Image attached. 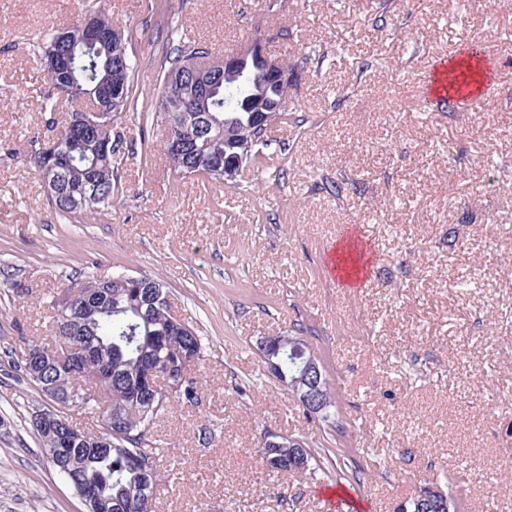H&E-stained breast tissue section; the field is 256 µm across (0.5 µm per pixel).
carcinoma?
<instances>
[{
    "mask_svg": "<svg viewBox=\"0 0 512 512\" xmlns=\"http://www.w3.org/2000/svg\"><path fill=\"white\" fill-rule=\"evenodd\" d=\"M79 23L69 26V48L72 49L74 66L71 80L45 72L47 93L42 110L47 131L55 132L61 148L71 159L67 172L54 179L55 190L47 191L52 209L61 215L77 216L98 214L112 207V200L120 191L119 168L114 154L120 152L122 137L114 133V123L122 113L130 109L132 87L123 90L122 102L117 109L110 107L103 115L93 118V126L78 137L70 126L54 130V114L57 101L63 98L65 87L75 82L82 93H75L66 100H84L92 107L95 98L91 91L100 82L112 80V60L118 47H83L77 43ZM206 45L177 30L171 31L165 53L160 60L162 77L180 73V66L191 57H206ZM211 94L198 103V114L203 117L211 134L219 136L223 156L245 155L244 166L255 167L264 163L266 150L270 148L268 131L271 125L264 116L274 114L273 123L288 121L297 126L301 120L293 116L297 108L293 101L282 105L284 89L278 83L264 78L260 67L253 65L247 72L215 74L211 78ZM476 81L475 74L459 68L449 75L448 94L443 104L448 110L467 97L465 90ZM163 90L157 91L155 102L147 111L152 120L165 128L177 129L186 121V113L180 111L174 100L162 101ZM232 134L224 138V130ZM42 133L37 131L28 138L30 151L27 160L44 186H49L41 176V156L37 153ZM103 141L112 144V154L99 153ZM170 170L178 176H204L222 182L224 178L214 172L211 148L201 141L197 147L183 154L166 155ZM321 189L341 196L344 191H356V180L346 175L336 180H325ZM86 282L97 285L94 298L98 306L91 308L78 322L68 319L66 307L69 289L54 297V343H38L27 340L20 350L8 351L13 365L23 369L22 356L35 355L44 361L36 370L37 376L26 372L16 375L18 381L34 384L40 392L53 398L51 389L70 392L66 405L54 408L55 418L62 428L76 440L71 452L57 453L58 445L44 432H38L46 457L57 473L66 481L76 477L80 485L93 491V500L87 512H152L153 501L163 476L160 471L162 449L153 438L155 419L161 414L170 398L182 404L199 405L202 384L192 372L194 363L203 357L204 344L201 336L191 326L179 322L170 310L165 284L151 279L154 287L141 288L127 279V274L112 277L87 276ZM77 347L101 362L97 372L85 376L84 384L74 385L68 375L53 366L55 357L64 347ZM185 361L187 375L185 391L168 396L142 383V377L150 364ZM280 365L276 379L288 390L295 391L293 381L299 376L303 360L291 355V347L281 349L272 357ZM328 405L317 415L325 423H336V401L329 383L323 384ZM77 410L97 423V429L89 431L72 423L70 412ZM258 452L266 467L274 473H299L298 464L292 462L288 448H259Z\"/></svg>",
    "mask_w": 512,
    "mask_h": 512,
    "instance_id": "obj_1",
    "label": "carcinoma"
}]
</instances>
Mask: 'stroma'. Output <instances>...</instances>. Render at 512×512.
Returning a JSON list of instances; mask_svg holds the SVG:
<instances>
[{
	"label": "stroma",
	"instance_id": "1",
	"mask_svg": "<svg viewBox=\"0 0 512 512\" xmlns=\"http://www.w3.org/2000/svg\"><path fill=\"white\" fill-rule=\"evenodd\" d=\"M377 3L0 0V363L50 338L51 300L70 281L163 280L206 349L193 368L201 405L170 402L157 425L184 477L160 485L155 512H394L436 482L464 512H512V0H394L376 27ZM99 7L128 37L142 98L158 88L167 27L215 58L268 34L269 54L302 72L291 96L303 126L270 131L290 145L284 177H178L163 127L129 113L111 211L57 216L21 158L47 90L31 40ZM282 27L293 39H277ZM313 46L323 61L308 59ZM466 48L488 77L479 104L450 112L429 76ZM363 56L373 66L360 74ZM343 172L358 192L317 190ZM351 232L374 254L356 288L323 271ZM476 257L482 275L462 288ZM297 326L337 389L335 427L307 416L257 351ZM51 406L0 376V512H85L31 422ZM267 430L304 441L311 476L266 469Z\"/></svg>",
	"mask_w": 512,
	"mask_h": 512
}]
</instances>
